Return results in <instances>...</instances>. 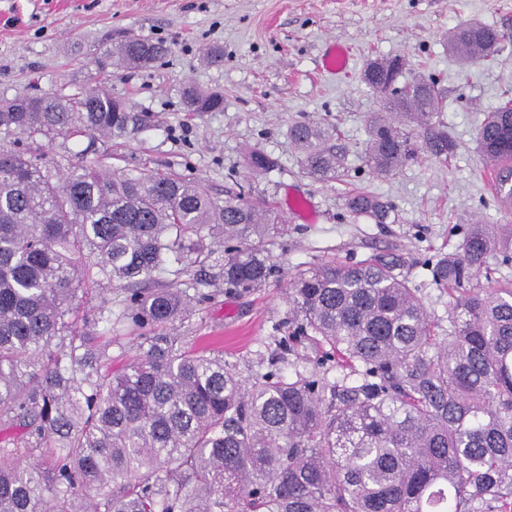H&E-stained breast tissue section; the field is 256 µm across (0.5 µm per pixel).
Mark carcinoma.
<instances>
[{"label":"carcinoma","mask_w":512,"mask_h":512,"mask_svg":"<svg viewBox=\"0 0 512 512\" xmlns=\"http://www.w3.org/2000/svg\"><path fill=\"white\" fill-rule=\"evenodd\" d=\"M449 46L501 51L498 33L463 22ZM161 42L129 38L108 59L147 66ZM385 65L363 81L385 114L374 118L367 163L389 177L425 148L448 156L438 82H400ZM184 110L213 112L222 96L183 91ZM407 119L423 128L425 145ZM142 127L103 88L0 99V512H512V280L489 258L512 255V224H473L459 251L439 256L436 284L452 298L448 331L431 322L418 289L393 260H329L291 280L299 333L355 378L277 368L245 381L224 353L187 349L169 326L209 295L192 266L219 270L248 292L276 264L266 240L284 222L249 201L211 199L174 173L117 172L83 149L77 163L47 158L57 135L128 139ZM289 136L312 176H343L337 131L297 122ZM483 156L512 181V98L484 119ZM356 215L385 224L391 207L355 192ZM229 243L213 248L217 239ZM485 273L487 284L477 281ZM173 279L157 284L156 275ZM115 285L122 310L103 301L79 324L89 292ZM148 332L147 348L112 360V321ZM41 449L33 463L19 449Z\"/></svg>","instance_id":"obj_1"}]
</instances>
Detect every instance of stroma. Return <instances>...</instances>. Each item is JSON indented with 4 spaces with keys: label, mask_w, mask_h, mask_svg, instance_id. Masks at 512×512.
I'll list each match as a JSON object with an SVG mask.
<instances>
[{
    "label": "stroma",
    "mask_w": 512,
    "mask_h": 512,
    "mask_svg": "<svg viewBox=\"0 0 512 512\" xmlns=\"http://www.w3.org/2000/svg\"><path fill=\"white\" fill-rule=\"evenodd\" d=\"M477 21L501 36L494 57L464 64L448 51V33ZM165 43L166 56L144 67L98 66V46L130 37ZM349 47V72L323 71L331 42ZM224 63L205 62L208 49ZM400 56L413 74L434 77L446 97L442 129L451 156L421 151L380 179L364 160L369 120L381 102L362 80L370 60ZM100 85L145 114L134 139L104 144L116 169L171 171L200 182L217 202L241 197L277 210L286 221L267 249L278 271L267 286L230 292L209 287V300L174 335L223 350L250 379L277 366L327 372L319 347L292 345L298 330L288 302L297 271L336 259L347 264L398 257L432 318L447 324L450 298L433 280L437 254L458 250L474 224H506L477 142L487 112L512 96V0H0V98ZM223 96L221 109L187 112L185 87ZM336 126L346 153L342 179L320 181L300 164L288 131L299 121ZM257 150L275 163L255 172ZM365 191L392 207L393 222L352 214L348 197Z\"/></svg>",
    "instance_id": "stroma-1"
}]
</instances>
